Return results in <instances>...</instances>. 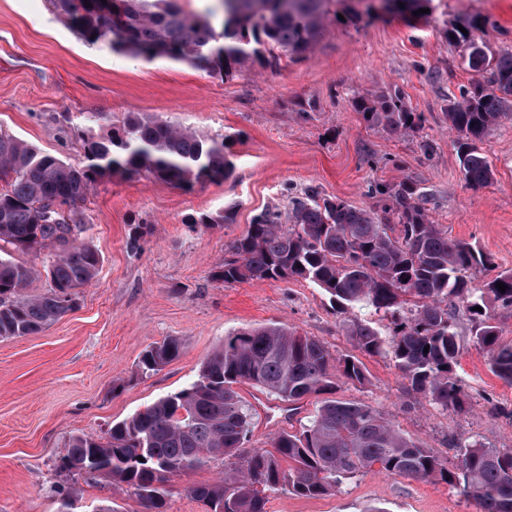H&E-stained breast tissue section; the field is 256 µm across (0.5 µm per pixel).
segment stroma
Returning <instances> with one entry per match:
<instances>
[{"label": "stroma", "instance_id": "35a3bbf8", "mask_svg": "<svg viewBox=\"0 0 512 512\" xmlns=\"http://www.w3.org/2000/svg\"><path fill=\"white\" fill-rule=\"evenodd\" d=\"M340 0L307 58L281 59L223 80L186 63L146 61L86 44L49 0H0V130L72 165L83 160L76 135L90 112L161 116L207 135L236 133L234 169L219 182L179 188L144 176L100 181L82 204L86 235L101 256L99 272L73 310L45 330L0 338V512H58L78 489L77 512L113 505L145 512L134 496L104 479L60 470L59 457L76 434L100 435L114 423L192 382L207 356L240 328L276 324L320 340L337 357L354 348L328 295L303 280L226 285L212 279L224 244L242 235L267 208L287 210L313 186L348 204L376 207L369 184L415 181L434 223L473 243L489 258L476 273L512 269V118L481 145L494 171L490 185L469 186L446 108L461 86L478 80L449 41L448 29L478 16L475 38L492 52L512 51V0H431L425 17L341 15ZM399 91L424 117L423 128L397 136L368 127L353 100ZM307 110L301 119L299 110ZM232 214L229 224L189 229L188 217ZM146 223L140 248L132 224ZM177 339L178 359L142 375L140 356ZM368 382L336 377L335 397L379 407L404 433L455 462L458 445L479 441L512 448V386L488 369L486 354L468 347L458 375L471 399L443 411L385 357L363 356ZM320 399L280 419L254 409L246 451L268 449L276 434L299 430ZM222 464L174 480L167 512H207L186 491L214 482ZM476 512L473 501L441 479L369 472L335 492L306 498L270 494L267 512Z\"/></svg>", "mask_w": 512, "mask_h": 512}]
</instances>
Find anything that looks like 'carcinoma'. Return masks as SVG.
I'll return each mask as SVG.
<instances>
[{
    "label": "carcinoma",
    "mask_w": 512,
    "mask_h": 512,
    "mask_svg": "<svg viewBox=\"0 0 512 512\" xmlns=\"http://www.w3.org/2000/svg\"><path fill=\"white\" fill-rule=\"evenodd\" d=\"M88 44L148 61L188 63L224 80L258 64L298 60L323 33L332 0H217L187 13L178 0H49ZM387 11L414 15L430 0H383ZM467 67L482 80L459 90L446 108L460 139L465 181L481 188L493 169L479 143L512 116V51L496 56L462 33ZM355 109L367 125L394 135H413L423 117L395 91L360 96ZM229 136H208L142 112H128L111 131L86 135L85 161L74 167L0 130V337L38 333L75 306L80 289L96 277L101 257L85 231L79 204L111 176H149L191 188L226 178L233 169ZM380 209L352 206L308 188L292 197L289 212L265 210L225 247L229 257L212 278L234 283L302 279L325 291L341 313L359 306L390 320L388 332L369 321L342 320L353 346L385 356L416 390L443 410L470 401L456 372L468 345L482 350L490 368L512 384V342L502 341L497 310L512 311V269L483 288L471 275L486 266L473 245L448 237L422 205L418 185L374 184ZM51 250L50 289L32 295L36 270L15 253ZM503 283L501 292L497 283ZM468 314L469 335L457 328L456 309ZM429 351H424V347ZM171 338L147 349L144 375L179 357ZM351 383L368 381L354 356L334 357L319 340L282 326L235 330L202 363L196 379L158 399L101 436H73L60 457L63 471L101 477L133 495L147 512H166L172 478L215 462L224 476L193 485L189 494L209 512H266L268 494L279 490L308 498L325 496L344 480L368 472L411 479L440 477L475 502L477 512H512V448L479 441L460 446L448 467L437 453L401 432L379 408L356 400L325 398L298 432H280L273 450L244 456L251 409L236 385L258 386L288 403L334 388V373Z\"/></svg>",
    "instance_id": "1"
}]
</instances>
